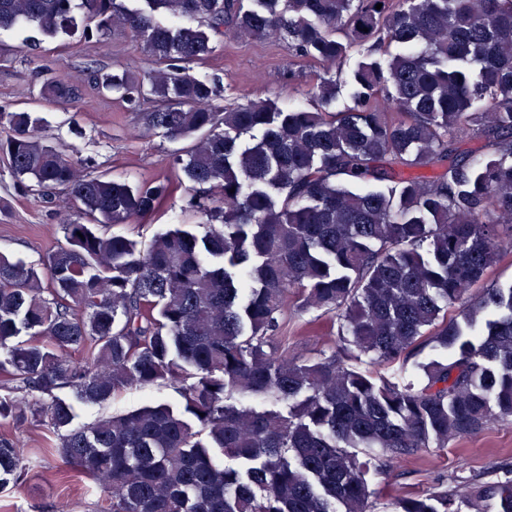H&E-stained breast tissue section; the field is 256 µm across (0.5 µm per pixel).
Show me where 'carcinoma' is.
I'll return each mask as SVG.
<instances>
[{
  "mask_svg": "<svg viewBox=\"0 0 512 512\" xmlns=\"http://www.w3.org/2000/svg\"><path fill=\"white\" fill-rule=\"evenodd\" d=\"M144 2L0 0V31L121 28L159 64L92 77L146 128L192 139L175 165L206 227L142 249L92 231L154 213L172 183L83 174L33 113L0 112V153L22 192L61 189L73 213L45 276L0 255V375L12 383L0 421L57 432L60 458L100 485L109 512H366L351 449L379 448L391 468L494 420L512 424V282L486 284L512 244V0ZM226 29L284 38L295 58L329 68L363 48L352 105L331 111L337 80L324 77L310 88L314 111L249 97L215 105L216 85L187 64L205 62ZM391 44L400 52L384 61ZM42 90L79 101L52 77ZM463 141L478 152L462 153ZM295 294L336 318L331 355L300 363L266 350ZM23 329L30 339L14 342ZM427 341L448 360L423 366L417 386L346 364L354 353L393 362ZM79 351L89 357L73 359ZM160 382L177 386L183 409L151 404L80 428L55 395L69 388L94 406ZM234 393L288 401L289 412L237 409L225 403ZM217 450L248 467L225 466ZM26 460L1 433L0 490L24 482ZM489 489L512 512V478ZM452 506L439 489L396 512Z\"/></svg>",
  "mask_w": 512,
  "mask_h": 512,
  "instance_id": "1",
  "label": "carcinoma"
}]
</instances>
